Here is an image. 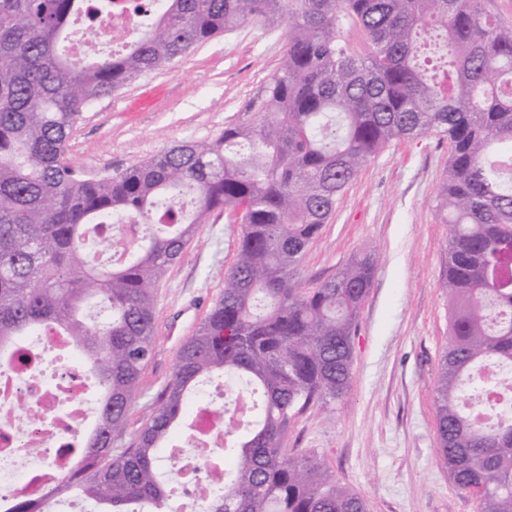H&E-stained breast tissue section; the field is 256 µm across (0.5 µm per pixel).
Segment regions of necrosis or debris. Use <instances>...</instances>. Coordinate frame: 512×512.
Masks as SVG:
<instances>
[{
	"mask_svg": "<svg viewBox=\"0 0 512 512\" xmlns=\"http://www.w3.org/2000/svg\"><path fill=\"white\" fill-rule=\"evenodd\" d=\"M120 8L110 13L106 27L85 30L72 47L76 56L96 47L103 32L123 31L133 35L141 29V14L118 0ZM71 339L57 328L39 331L20 355H0V512H11L17 499L39 500L68 476L88 419V384L78 359L46 378V353H68ZM215 401L198 403L191 413V439L174 449L171 458L176 483L188 491L182 512H202L219 485L206 473V452L224 445V428L219 423ZM41 421L33 423L30 412Z\"/></svg>",
	"mask_w": 512,
	"mask_h": 512,
	"instance_id": "obj_1",
	"label": "necrosis or debris"
}]
</instances>
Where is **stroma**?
<instances>
[{
    "label": "stroma",
    "mask_w": 512,
    "mask_h": 512,
    "mask_svg": "<svg viewBox=\"0 0 512 512\" xmlns=\"http://www.w3.org/2000/svg\"><path fill=\"white\" fill-rule=\"evenodd\" d=\"M283 23H245L83 112L67 157L86 177L115 175L182 141L217 138L282 59ZM162 87L151 111L130 103ZM431 133L393 143L347 186L310 244L302 283L313 288L368 251L375 274L353 336L351 384L336 404L294 416L289 456L318 454L367 512H480L438 460L435 387L448 346V227L435 198L448 165ZM240 227L211 212L155 290V339L126 435L135 437L170 380L178 352L220 296Z\"/></svg>",
    "instance_id": "stroma-1"
}]
</instances>
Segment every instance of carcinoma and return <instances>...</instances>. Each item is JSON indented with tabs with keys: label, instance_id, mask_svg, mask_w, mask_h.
<instances>
[{
	"label": "carcinoma",
	"instance_id": "1",
	"mask_svg": "<svg viewBox=\"0 0 512 512\" xmlns=\"http://www.w3.org/2000/svg\"><path fill=\"white\" fill-rule=\"evenodd\" d=\"M90 0H0V350L45 326L71 337L102 388L81 466L62 488L99 512H163L159 451L198 384L224 376L247 410L222 409L224 492L204 512H367L316 455L288 457L292 417L341 398L374 275L368 253L302 287L311 242L363 166L394 142L448 139L436 211L448 225L449 343L435 388L439 461L481 512H512V26L483 0H162L138 38L77 59ZM288 27L278 71L213 140L173 145L114 176L66 158L82 113L199 43L246 22ZM368 50L351 53L344 24ZM224 211L241 225L224 288L182 346L157 407L123 435L153 353L155 287ZM136 224L111 258L87 248ZM108 318L88 325L82 311Z\"/></svg>",
	"mask_w": 512,
	"mask_h": 512
}]
</instances>
